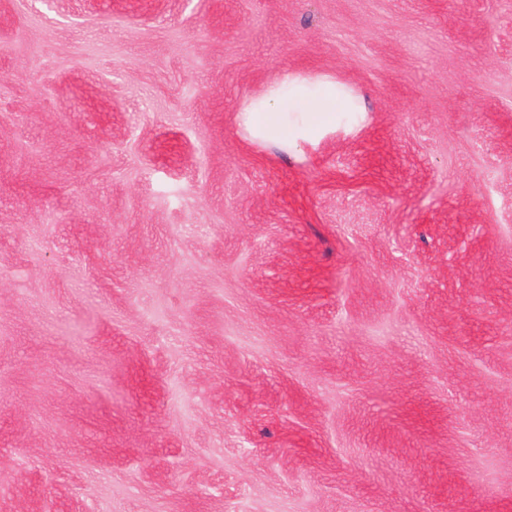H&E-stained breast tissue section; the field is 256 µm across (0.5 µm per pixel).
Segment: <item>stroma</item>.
I'll list each match as a JSON object with an SVG mask.
<instances>
[{
  "instance_id": "obj_1",
  "label": "stroma",
  "mask_w": 512,
  "mask_h": 512,
  "mask_svg": "<svg viewBox=\"0 0 512 512\" xmlns=\"http://www.w3.org/2000/svg\"><path fill=\"white\" fill-rule=\"evenodd\" d=\"M0 512H512V0H0ZM333 84L323 80H315L312 82H303L301 86H297L298 98L305 105L300 112H308L323 101V92L325 89H332ZM284 92L285 90L281 87L270 88L258 99L241 110L243 125L252 130L255 136L267 137L265 126L256 123V114H264L266 123L281 119L287 121L288 113L279 114L281 113L280 103L284 97Z\"/></svg>"
}]
</instances>
